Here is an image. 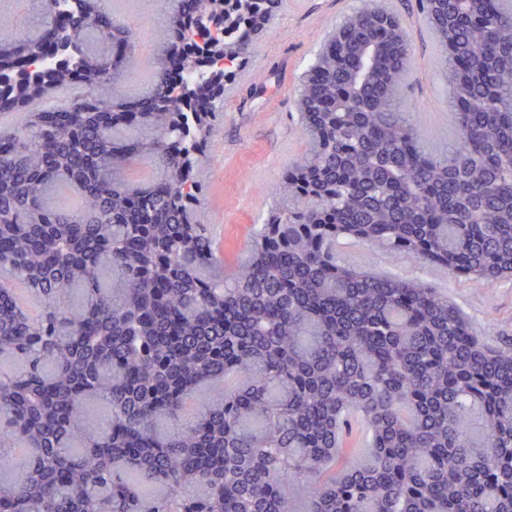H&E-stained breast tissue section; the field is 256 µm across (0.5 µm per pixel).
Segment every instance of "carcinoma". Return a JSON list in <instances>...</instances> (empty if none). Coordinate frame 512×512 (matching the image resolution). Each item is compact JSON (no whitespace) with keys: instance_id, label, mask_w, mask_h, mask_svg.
I'll list each match as a JSON object with an SVG mask.
<instances>
[{"instance_id":"1","label":"carcinoma","mask_w":512,"mask_h":512,"mask_svg":"<svg viewBox=\"0 0 512 512\" xmlns=\"http://www.w3.org/2000/svg\"><path fill=\"white\" fill-rule=\"evenodd\" d=\"M34 0L0 40V512H512V340L448 295L343 262L336 227L494 284L512 271V8L419 0L457 144L398 110L409 43L365 9L303 77L308 149L244 257L192 219L225 73L266 0H169L223 35L171 42L149 101L113 94L136 43L102 0ZM143 164L159 170L130 179ZM76 190L74 210L50 203ZM36 295V320L10 282ZM103 409L96 417L92 405Z\"/></svg>"}]
</instances>
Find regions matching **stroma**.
<instances>
[{
    "label": "stroma",
    "instance_id": "35a3bbf8",
    "mask_svg": "<svg viewBox=\"0 0 512 512\" xmlns=\"http://www.w3.org/2000/svg\"><path fill=\"white\" fill-rule=\"evenodd\" d=\"M396 14L407 33L410 76L398 105L409 113L436 152L455 144L450 89L438 61L441 47L418 0H377ZM364 0H281L264 36L253 42L224 82V110L218 115L203 164L206 222L222 227L225 241L243 246L252 225L262 223L279 193L284 172L305 149L297 102L301 75L313 63L329 33ZM164 0H112V14L128 22L136 52L123 83L126 96L149 86L164 34ZM348 264L392 278H420L448 295L474 335L493 348L512 338V279L489 285L403 254L371 250L342 241Z\"/></svg>",
    "mask_w": 512,
    "mask_h": 512
}]
</instances>
